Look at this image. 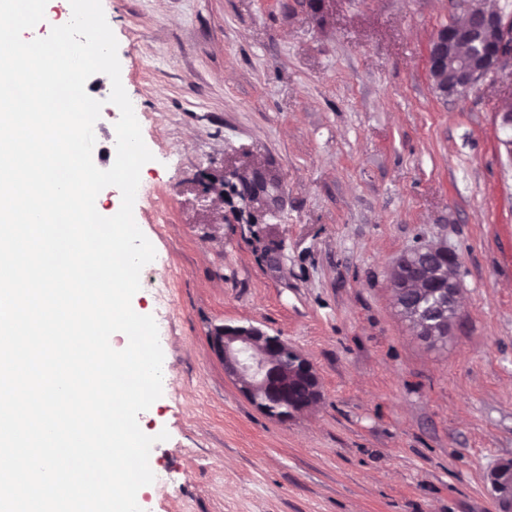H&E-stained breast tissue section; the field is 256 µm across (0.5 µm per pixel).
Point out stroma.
Segmentation results:
<instances>
[{
    "instance_id": "stroma-1",
    "label": "stroma",
    "mask_w": 512,
    "mask_h": 512,
    "mask_svg": "<svg viewBox=\"0 0 512 512\" xmlns=\"http://www.w3.org/2000/svg\"><path fill=\"white\" fill-rule=\"evenodd\" d=\"M154 156L134 219L132 306L165 325L163 393L139 414L157 480L143 512H496L512 461V71L448 99L427 48L460 0H102ZM102 101L92 157L114 162ZM263 167L277 206L222 185ZM440 242L463 259L459 317L422 341L388 269ZM250 323L312 364L321 398L280 421L224 373L211 329ZM497 479L491 483V489L498 512L512 511V468L500 467L496 471Z\"/></svg>"
}]
</instances>
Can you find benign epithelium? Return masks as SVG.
Returning <instances> with one entry per match:
<instances>
[{"label":"benign epithelium","instance_id":"1","mask_svg":"<svg viewBox=\"0 0 512 512\" xmlns=\"http://www.w3.org/2000/svg\"><path fill=\"white\" fill-rule=\"evenodd\" d=\"M464 2V22L439 29L427 52L429 76L442 98L465 93L490 75L512 68V18L485 9L480 0ZM277 183L268 170L256 168L242 181L243 196L273 203ZM461 267L458 253L437 244L407 250L390 267L394 307L423 340L435 343L449 335L457 317ZM211 343L224 373L270 417L285 420L321 395L310 362L278 335L252 324H224L214 327ZM298 383L308 384V396L294 403L289 395ZM491 489L498 512H512V468H498Z\"/></svg>","mask_w":512,"mask_h":512}]
</instances>
